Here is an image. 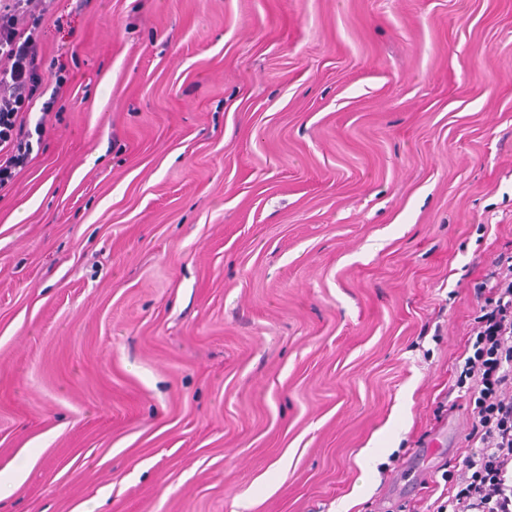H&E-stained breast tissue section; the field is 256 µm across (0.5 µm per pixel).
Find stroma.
Returning a JSON list of instances; mask_svg holds the SVG:
<instances>
[{"label": "stroma", "instance_id": "1", "mask_svg": "<svg viewBox=\"0 0 512 512\" xmlns=\"http://www.w3.org/2000/svg\"><path fill=\"white\" fill-rule=\"evenodd\" d=\"M39 53L0 512H424L512 253V0H55Z\"/></svg>", "mask_w": 512, "mask_h": 512}]
</instances>
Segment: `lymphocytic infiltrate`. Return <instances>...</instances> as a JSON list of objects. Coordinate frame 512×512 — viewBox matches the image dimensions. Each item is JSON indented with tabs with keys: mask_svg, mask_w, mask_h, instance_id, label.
<instances>
[{
	"mask_svg": "<svg viewBox=\"0 0 512 512\" xmlns=\"http://www.w3.org/2000/svg\"><path fill=\"white\" fill-rule=\"evenodd\" d=\"M54 0H0V191L32 159L33 107L43 115L63 97L69 72L38 51L41 25ZM51 73L53 83L43 81ZM469 355L457 378L472 406L471 451L449 473L451 491L434 512H512V256L494 262L479 285Z\"/></svg>",
	"mask_w": 512,
	"mask_h": 512,
	"instance_id": "f902f5d3",
	"label": "lymphocytic infiltrate"
}]
</instances>
